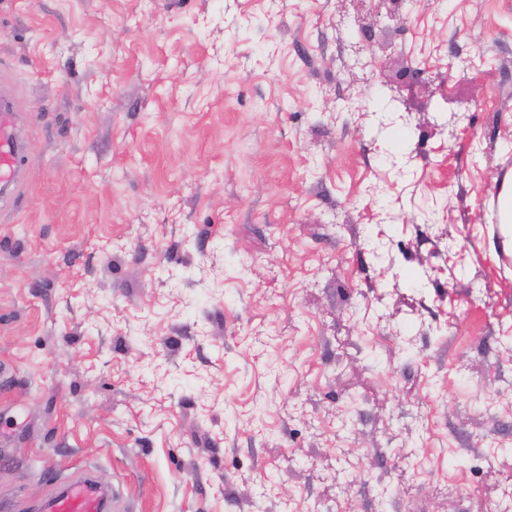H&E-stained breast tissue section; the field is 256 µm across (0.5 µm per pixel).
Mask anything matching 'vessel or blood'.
<instances>
[{
	"label": "vessel or blood",
	"instance_id": "obj_1",
	"mask_svg": "<svg viewBox=\"0 0 512 512\" xmlns=\"http://www.w3.org/2000/svg\"><path fill=\"white\" fill-rule=\"evenodd\" d=\"M26 162L12 88L0 82V208L11 205L22 181ZM110 490L94 476L69 480L43 506L44 512H106Z\"/></svg>",
	"mask_w": 512,
	"mask_h": 512
}]
</instances>
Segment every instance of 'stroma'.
<instances>
[{
    "label": "stroma",
    "mask_w": 512,
    "mask_h": 512,
    "mask_svg": "<svg viewBox=\"0 0 512 512\" xmlns=\"http://www.w3.org/2000/svg\"><path fill=\"white\" fill-rule=\"evenodd\" d=\"M0 512L512 505V0H0ZM12 88L0 82V208L11 205L26 162ZM499 191L495 199L496 224L498 238L493 242V250L498 254V248L505 252L512 251V169L497 179ZM110 489L92 475L69 480L62 491L43 506L45 512H105Z\"/></svg>",
    "instance_id": "35a3bbf8"
}]
</instances>
